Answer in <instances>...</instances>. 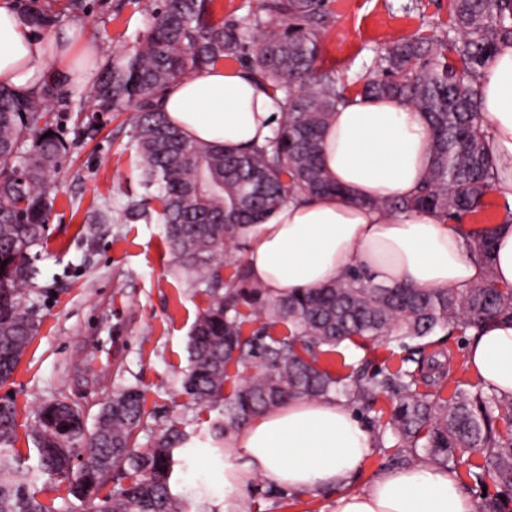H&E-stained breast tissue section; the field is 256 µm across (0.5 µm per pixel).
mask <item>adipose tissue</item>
<instances>
[{"label":"adipose tissue","mask_w":512,"mask_h":512,"mask_svg":"<svg viewBox=\"0 0 512 512\" xmlns=\"http://www.w3.org/2000/svg\"><path fill=\"white\" fill-rule=\"evenodd\" d=\"M99 52L81 25L47 38L13 0H0V86L31 94L55 73L82 87L95 78ZM479 84L498 174L494 195L512 208V43L498 46ZM161 109L188 139L237 148L265 143L282 120L269 90L247 71L221 65L172 85ZM322 158L340 194L288 201L247 233L245 262L270 293L316 288L352 267L378 284L422 290L465 288L489 272L512 286V224L493 225L487 267L444 218L376 208L377 200L413 195L425 179L431 153L423 113L396 98L351 97L329 121ZM466 367L484 390L512 398V321L471 331ZM224 445L236 451L224 464V512H237L236 494L256 475L291 495L333 492V512H479L478 500L443 466L386 469L353 488L374 436L333 397L292 399L226 434Z\"/></svg>","instance_id":"1"}]
</instances>
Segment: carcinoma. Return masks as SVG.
<instances>
[{
    "mask_svg": "<svg viewBox=\"0 0 512 512\" xmlns=\"http://www.w3.org/2000/svg\"><path fill=\"white\" fill-rule=\"evenodd\" d=\"M28 0L23 14L35 28L56 25L85 9L84 0H64L52 15ZM215 0H155L147 28L132 47L106 59L81 100L82 112L131 109V142L146 190L130 208L134 220L152 213L166 226L174 269L205 285L209 306L189 336L190 365L181 381L194 404L218 412L211 423L221 448L228 430L295 397L326 399L345 393L351 404L372 405L380 396L393 404L377 434L390 431L399 461L444 466L474 449L484 454L477 483L493 474L512 488V399L472 392L455 381L448 399L441 388L422 391V369L378 366L347 387L322 356L344 341L396 343L405 348L438 329L460 325L477 330L495 319H512V286L492 275L464 289L424 291L406 285L375 284L353 268L334 281L300 293L272 295L251 280L246 263L232 255L247 230L288 200L340 192L322 166V134L348 87L320 63L316 31L330 19V0H262L254 22L226 23ZM448 27L430 37L389 42L374 58L375 75L358 94L395 97L423 112L431 136V162L423 186L405 199L375 202L387 213L429 210L463 223L488 204L496 178L485 147L480 112L479 71L498 45L512 41V0H449ZM250 50L247 70L278 94L283 119L261 146L242 151L194 142L171 126L157 102L173 83L236 59ZM56 82L20 96L0 86V386L7 384L35 332L25 310L35 270L30 248L43 242L48 221V181L66 150L54 134L50 100ZM157 201L160 211L151 207ZM469 245L491 264L490 233L474 224ZM234 272L226 277L224 268ZM261 321L251 334L247 322ZM256 369L224 395L228 367ZM148 416L141 392L113 394L93 427L83 414L59 402L35 412L34 455L17 448V412L0 403V512H56L39 498L40 476L68 481V495L85 512H219L193 493L175 494L171 479L175 451L190 435L175 423L156 446L137 447ZM501 422L502 426L495 425ZM89 453V465L75 471L70 457ZM130 479L97 496L109 473Z\"/></svg>",
    "mask_w": 512,
    "mask_h": 512,
    "instance_id": "obj_1",
    "label": "carcinoma"
}]
</instances>
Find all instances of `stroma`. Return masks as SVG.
<instances>
[{
    "label": "stroma",
    "mask_w": 512,
    "mask_h": 512,
    "mask_svg": "<svg viewBox=\"0 0 512 512\" xmlns=\"http://www.w3.org/2000/svg\"><path fill=\"white\" fill-rule=\"evenodd\" d=\"M78 16L108 56L130 46L145 30L141 0H85ZM332 19L318 31L328 67L347 81L366 77L376 53L392 40L440 32L448 22V0H333ZM96 129H88V121ZM66 144L51 178V213L43 245L31 249L36 286L28 307L37 332L0 398L17 409V449L28 453L36 407L64 400L93 422L113 391L138 387L150 418L138 436L140 448L154 447L160 431L179 423L193 432L189 451L174 474V489L196 490L210 504H224V460L231 448L212 446L209 428L216 411L195 406L181 392L189 366L191 328L208 307L202 286L177 274L159 220L135 221L129 207L144 195L126 115L58 112ZM106 222H96L99 212ZM467 333L454 328L432 336L426 355L436 356L452 378L468 380ZM406 352L370 351L344 342L331 354L333 370L370 375L378 359L399 363ZM239 512H331L329 494L292 497L264 479H254L239 496Z\"/></svg>",
    "instance_id": "1"
}]
</instances>
